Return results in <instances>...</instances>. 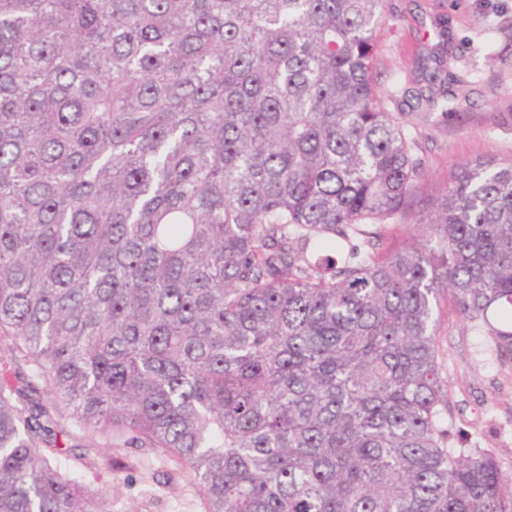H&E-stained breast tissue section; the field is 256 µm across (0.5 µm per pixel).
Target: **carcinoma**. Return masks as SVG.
<instances>
[{
	"instance_id": "1",
	"label": "carcinoma",
	"mask_w": 512,
	"mask_h": 512,
	"mask_svg": "<svg viewBox=\"0 0 512 512\" xmlns=\"http://www.w3.org/2000/svg\"><path fill=\"white\" fill-rule=\"evenodd\" d=\"M385 0H0V360L207 512H512L448 448V295L512 362V164L423 160L373 80ZM0 383V512H104Z\"/></svg>"
}]
</instances>
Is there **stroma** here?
I'll list each match as a JSON object with an SVG mask.
<instances>
[{
    "label": "stroma",
    "instance_id": "35a3bbf8",
    "mask_svg": "<svg viewBox=\"0 0 512 512\" xmlns=\"http://www.w3.org/2000/svg\"><path fill=\"white\" fill-rule=\"evenodd\" d=\"M387 22L373 77L388 111L406 114L421 76L418 58L438 43L435 19L447 20L450 49L463 83L447 108L406 114L424 162L421 189L406 224L428 214L458 166L512 162V42L498 33L512 21V0H386ZM437 344L448 384L443 423L452 448H488L512 478V364H501L486 337L442 303ZM51 460L66 466L105 512H205L204 497L185 470L152 448L89 449L72 411L58 405Z\"/></svg>",
    "mask_w": 512,
    "mask_h": 512
}]
</instances>
